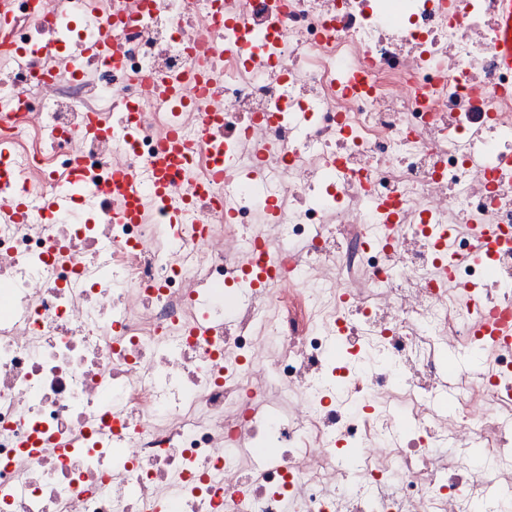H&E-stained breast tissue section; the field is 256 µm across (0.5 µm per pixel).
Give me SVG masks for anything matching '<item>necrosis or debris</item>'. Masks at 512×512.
<instances>
[{"instance_id": "1", "label": "necrosis or debris", "mask_w": 512, "mask_h": 512, "mask_svg": "<svg viewBox=\"0 0 512 512\" xmlns=\"http://www.w3.org/2000/svg\"><path fill=\"white\" fill-rule=\"evenodd\" d=\"M8 9L0 200L24 217L0 212V512H500L512 349L472 333L512 325L497 0ZM104 15L112 59L84 60ZM185 70L199 78L182 101L154 95ZM172 132L192 179L162 200L150 162ZM76 161L80 189L59 179ZM117 169L140 174L147 223L102 206ZM196 181L211 201L190 203ZM51 195L66 203L50 224ZM473 224L499 244L478 260ZM454 352L483 368L450 382ZM382 394L407 398L402 432L371 406Z\"/></svg>"}]
</instances>
